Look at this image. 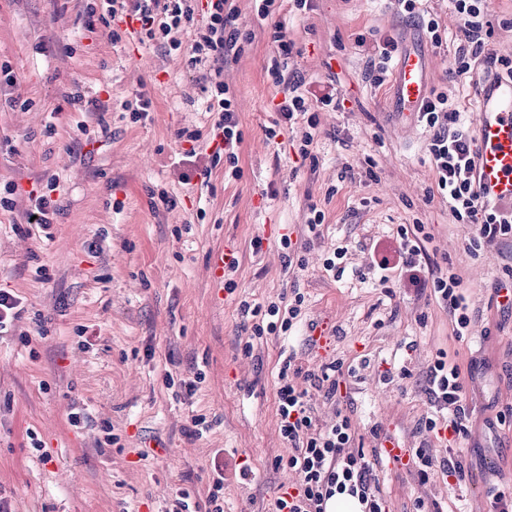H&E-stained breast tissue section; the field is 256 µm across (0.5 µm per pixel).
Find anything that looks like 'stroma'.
I'll use <instances>...</instances> for the list:
<instances>
[{
  "label": "stroma",
  "mask_w": 512,
  "mask_h": 512,
  "mask_svg": "<svg viewBox=\"0 0 512 512\" xmlns=\"http://www.w3.org/2000/svg\"><path fill=\"white\" fill-rule=\"evenodd\" d=\"M236 5L253 40L224 69L242 133L232 169L214 156L207 66L125 36L123 22L90 20L85 0H0V62L16 78L0 99L30 102L0 108V188L16 186L14 208L0 207V290L21 302L0 332V495L11 512H169L186 491L206 512L220 458L224 512H270L297 479L275 464L290 453L276 404L290 349L306 370L341 364L336 400L315 391L311 401L319 423L350 418L388 512H412L418 498L429 512H488V487L512 485V309L496 294L512 286V239L466 252L475 228L455 223L437 191L429 132L399 110L394 77H366L378 46L417 50L430 59V91L449 94L472 126L484 66L449 78L461 24L450 0L420 4L439 23L438 47L398 0H311L302 13L284 0L275 18L296 43L288 70L305 77L320 119L305 159L299 130L276 125L269 24L253 0ZM328 92L342 109L320 108ZM141 96L151 107L136 119L126 105ZM93 97L107 111H85ZM183 128L199 131L196 144L177 138ZM55 175L58 211L45 232L22 214ZM313 205L325 214L315 235L305 226ZM416 223L433 268L463 278L469 336H455L431 290L405 287L397 269L380 278L376 259ZM285 233L304 245V269L288 268ZM340 246L337 278L324 262ZM224 248L239 260L229 275L210 268ZM297 293L304 317L290 337L251 338L241 301ZM440 358L459 365L469 408L467 434L449 447L425 426L444 418L427 393ZM196 373L195 394L168 383ZM76 411L85 418L73 426ZM197 416L208 424L199 435ZM385 435L459 460L465 482L438 470L420 481L411 458L379 462Z\"/></svg>",
  "instance_id": "1"
}]
</instances>
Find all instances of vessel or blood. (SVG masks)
<instances>
[{
	"mask_svg": "<svg viewBox=\"0 0 512 512\" xmlns=\"http://www.w3.org/2000/svg\"><path fill=\"white\" fill-rule=\"evenodd\" d=\"M426 58L407 51L396 66V100L403 112L418 111L428 94ZM480 151L476 182L483 196L512 204V79L492 82L476 111Z\"/></svg>",
	"mask_w": 512,
	"mask_h": 512,
	"instance_id": "1",
	"label": "vessel or blood"
}]
</instances>
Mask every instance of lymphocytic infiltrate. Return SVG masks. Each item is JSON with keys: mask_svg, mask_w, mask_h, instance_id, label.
<instances>
[{"mask_svg": "<svg viewBox=\"0 0 512 512\" xmlns=\"http://www.w3.org/2000/svg\"><path fill=\"white\" fill-rule=\"evenodd\" d=\"M461 19L460 45L454 59V75L471 70L475 60H482L487 76L512 77V60L486 53L485 45L491 32L486 20L488 0H451ZM278 0H258L257 14L270 20L269 37L276 54L268 74L275 85L284 89V98L276 110L284 124H294L305 117L307 126L302 132V156H309L319 121L308 114L302 92V78L287 74L288 59L294 42L288 39L281 24L272 20ZM88 14L119 15L138 21L148 40L157 41L168 51L189 46L192 64L206 61L224 63L238 60L245 44L251 43V34L235 25L238 9L234 0H89ZM209 111L218 118L216 128L224 138V159L229 164L238 161L242 141L238 129L236 95L220 78L211 80ZM419 122L428 128L432 137L428 152L436 171L439 194L448 202V209L459 224H471L476 234L469 241L468 251L497 244L512 237V207L493 205L481 197L476 187L475 158L479 144L475 134L460 120L448 95L432 93L422 101L417 112ZM394 259H381L380 269L398 266L405 273L410 286L431 288L434 295L445 302L455 323L456 336H464L472 317L462 291V279L455 272L426 275L428 255L413 230L403 227ZM302 295H295L291 303L277 302L253 305L242 302V314L255 318L254 337L279 331H289L302 315ZM428 393L436 406L446 409L444 423L427 420L429 429L444 426L452 438L466 434L469 415L463 398V384L458 366L439 360L428 375ZM340 382L328 373L303 370L294 355H286L278 369L276 380L277 411L280 431L293 452L287 459L289 468L299 477L295 493H282L275 501L274 512H327L328 501L338 495L357 499L360 512H386L380 489L370 477V466L363 449L357 448L356 431L348 416L337 415L327 425L319 424L311 404L310 388L323 390L325 398H335Z\"/></svg>", "mask_w": 512, "mask_h": 512, "instance_id": "f902f5d3", "label": "lymphocytic infiltrate"}]
</instances>
